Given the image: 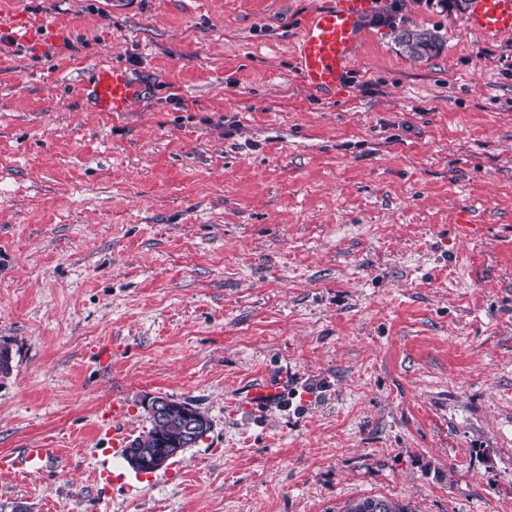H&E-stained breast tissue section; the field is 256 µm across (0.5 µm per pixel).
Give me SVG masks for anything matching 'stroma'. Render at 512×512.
Returning <instances> with one entry per match:
<instances>
[{
  "label": "stroma",
  "mask_w": 512,
  "mask_h": 512,
  "mask_svg": "<svg viewBox=\"0 0 512 512\" xmlns=\"http://www.w3.org/2000/svg\"><path fill=\"white\" fill-rule=\"evenodd\" d=\"M371 2L329 98L295 66L327 0H0V454L66 459L0 512H512V33ZM111 62L118 116L75 93ZM153 395L212 429L141 475L97 423ZM397 42L414 59H423L437 52L442 46L440 36L428 30L401 29L397 31ZM283 379L284 376H281L278 379L269 380L263 384L253 386L241 397V401L245 405L252 406L254 404L275 400L283 391ZM343 512H415L409 503H400L390 499L366 497L354 500Z\"/></svg>",
  "instance_id": "1"
}]
</instances>
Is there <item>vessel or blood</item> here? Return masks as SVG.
I'll use <instances>...</instances> for the list:
<instances>
[{
    "label": "vessel or blood",
    "mask_w": 512,
    "mask_h": 512,
    "mask_svg": "<svg viewBox=\"0 0 512 512\" xmlns=\"http://www.w3.org/2000/svg\"><path fill=\"white\" fill-rule=\"evenodd\" d=\"M366 5L367 0H329L327 6L306 19L297 60L302 80L310 90L336 93L341 89L346 69L355 55ZM467 24L487 37L512 32V0H475ZM81 91L94 100L99 111L113 113L127 111L140 93L126 69L115 63L99 65ZM282 385V379L278 378L253 386L242 401L251 406L276 399ZM124 414V405L116 398L100 415V428L112 434L111 451L116 456L123 451L115 432ZM61 456V449L38 445L17 454H1L0 470L14 474L39 472Z\"/></svg>",
    "instance_id": "vessel-or-blood-1"
}]
</instances>
